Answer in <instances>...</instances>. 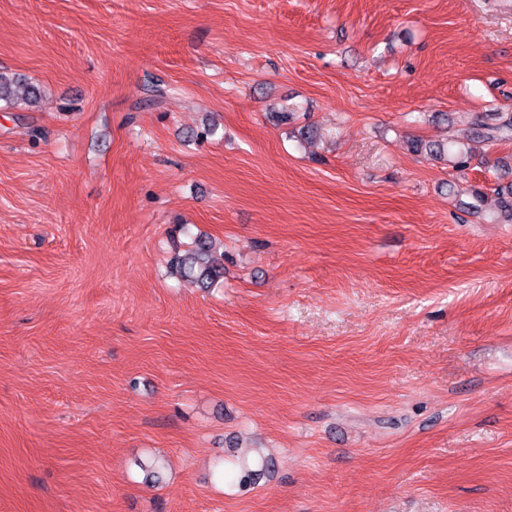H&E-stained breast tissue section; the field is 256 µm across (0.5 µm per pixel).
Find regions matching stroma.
<instances>
[{
	"label": "stroma",
	"instance_id": "stroma-1",
	"mask_svg": "<svg viewBox=\"0 0 512 512\" xmlns=\"http://www.w3.org/2000/svg\"><path fill=\"white\" fill-rule=\"evenodd\" d=\"M1 68L0 512H512V139L407 148L512 114V0H0ZM41 95L40 87L14 74L0 72V100L12 104L14 100L32 102ZM212 241L195 237L185 249L176 245L169 261L172 275L211 288L224 279V254L218 255Z\"/></svg>",
	"mask_w": 512,
	"mask_h": 512
}]
</instances>
